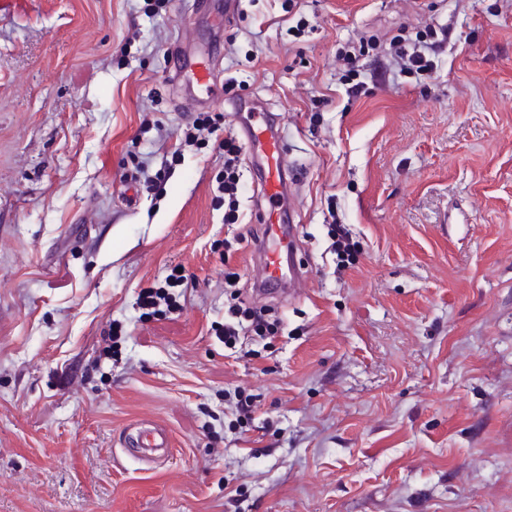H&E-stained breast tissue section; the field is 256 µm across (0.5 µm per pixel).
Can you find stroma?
Here are the masks:
<instances>
[{
  "instance_id": "stroma-1",
  "label": "stroma",
  "mask_w": 512,
  "mask_h": 512,
  "mask_svg": "<svg viewBox=\"0 0 512 512\" xmlns=\"http://www.w3.org/2000/svg\"><path fill=\"white\" fill-rule=\"evenodd\" d=\"M448 29L429 77L341 51ZM206 56L278 113L294 297L228 348L216 143L170 78ZM358 243L329 253L328 217ZM180 265L176 312L141 288ZM255 409L246 428L236 402ZM173 446L152 465L139 424ZM0 512H512V0H0Z\"/></svg>"
}]
</instances>
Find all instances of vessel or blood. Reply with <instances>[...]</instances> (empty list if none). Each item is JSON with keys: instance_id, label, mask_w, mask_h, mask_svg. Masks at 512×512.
I'll use <instances>...</instances> for the list:
<instances>
[{"instance_id": "vessel-or-blood-1", "label": "vessel or blood", "mask_w": 512, "mask_h": 512, "mask_svg": "<svg viewBox=\"0 0 512 512\" xmlns=\"http://www.w3.org/2000/svg\"><path fill=\"white\" fill-rule=\"evenodd\" d=\"M192 82L212 87L219 75L203 56L197 57L190 65ZM238 110H249L250 120L243 129L252 156L262 162L260 181L263 206L258 207L255 220L263 228L261 259L257 264L256 276L262 282L283 283V255L290 243L286 235L280 201L286 193L288 169V141L282 130L276 129L268 112L250 95H240L234 100ZM136 445L144 453L170 445L169 431L160 425H150L140 429Z\"/></svg>"}]
</instances>
